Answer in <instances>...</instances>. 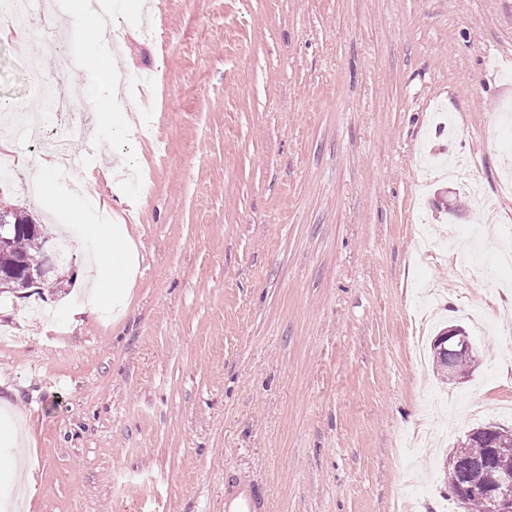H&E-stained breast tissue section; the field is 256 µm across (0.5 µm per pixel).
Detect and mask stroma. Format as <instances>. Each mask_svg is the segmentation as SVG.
Wrapping results in <instances>:
<instances>
[{
	"label": "stroma",
	"mask_w": 512,
	"mask_h": 512,
	"mask_svg": "<svg viewBox=\"0 0 512 512\" xmlns=\"http://www.w3.org/2000/svg\"><path fill=\"white\" fill-rule=\"evenodd\" d=\"M79 3H54L75 68L42 71L74 100L111 75L112 107L70 176L0 179L72 260L0 300V512H224L232 475L270 512H444L445 455L512 428V290L483 296L496 253L463 236L512 241V0H106L121 68ZM10 101L42 108L16 35ZM453 324L478 363L448 383L414 341ZM111 253L114 271L112 288H129L133 282L131 271L134 260L129 239L122 232L112 238V243L109 244L107 252L101 254L102 260H108Z\"/></svg>",
	"instance_id": "1"
}]
</instances>
